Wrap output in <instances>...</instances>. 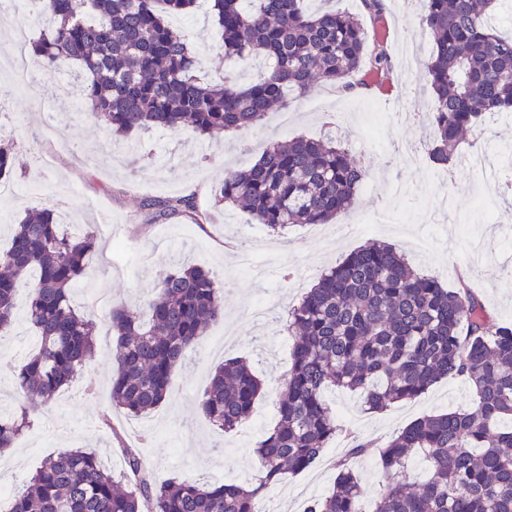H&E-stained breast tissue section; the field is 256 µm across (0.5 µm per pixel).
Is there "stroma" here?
Here are the masks:
<instances>
[{"label": "stroma", "mask_w": 512, "mask_h": 512, "mask_svg": "<svg viewBox=\"0 0 512 512\" xmlns=\"http://www.w3.org/2000/svg\"><path fill=\"white\" fill-rule=\"evenodd\" d=\"M378 15H367L361 0H333L337 10L363 17L371 42L383 47L389 71L366 67L354 78L356 89L344 92L321 86L298 101L273 108L261 123L216 138L189 129H154L125 139H106L85 121L65 75L31 66L28 85L9 103L0 122L14 134L17 184L34 187V195L0 201V247H6L17 220L29 209L53 202L60 224L71 233L108 226L98 235L90 259L91 273L74 290L80 313L105 324L113 307L135 305L148 297L159 277L181 264L207 267L224 283V314L209 328L200 346L189 350L174 374V386L151 413L130 416L111 399L112 339L99 334L84 369L49 404L30 405L31 427L0 454V480L18 489L44 459L75 446L96 450L115 475L126 471L120 441L135 442L155 482L190 478L247 484L258 473L254 445L277 423L274 399L292 361V343L279 322L298 303L324 268L334 265L368 241L395 245L415 268L439 278L444 286L466 282L484 303L494 324L512 323V190L498 179L512 169L501 149L512 146V116L489 118L484 130L467 134L459 153L481 146L496 179L475 180L467 170L432 166L421 159L405 167L389 155L404 144L427 151L432 139L428 114L432 98L426 63L433 40L420 20L418 0H382ZM203 55L199 72L211 83L224 79V50L219 27L206 5L188 15L171 16ZM55 115L66 148L55 149L44 119ZM335 136L348 145L368 176L355 206L335 224L289 227L276 240L260 224L247 223L235 208L212 210L224 173L251 167L267 145L297 136ZM195 195L210 211L204 227L171 219L154 223L143 203ZM338 224L361 225V232L336 237ZM261 306L257 323L244 321ZM17 305L10 331L0 336V411L18 409L13 366L38 343ZM227 357L247 358L264 383L249 420L232 432L214 426L198 400L210 374ZM327 403L351 438L331 442L315 469L287 477L267 492L275 512H302L307 501L332 488L335 462L352 440L366 442L356 471L367 496L379 490V452L391 436L431 412L471 409L474 386L461 378L433 385L410 402L384 410H365L358 393L333 388Z\"/></svg>", "instance_id": "obj_1"}]
</instances>
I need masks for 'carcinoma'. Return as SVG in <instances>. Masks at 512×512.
Segmentation results:
<instances>
[{"label": "carcinoma", "instance_id": "cac0c4a2", "mask_svg": "<svg viewBox=\"0 0 512 512\" xmlns=\"http://www.w3.org/2000/svg\"><path fill=\"white\" fill-rule=\"evenodd\" d=\"M26 22L42 28L32 45L45 71L74 75L84 116L109 136L183 126L212 137L259 123L269 108L322 84L351 90L363 67H388L363 23L336 10L311 11L305 0H206L220 27L229 72L202 81L198 51L167 17L187 15L198 0H29ZM434 36L427 63L433 112L428 160L456 161L463 136L487 116L512 109V35L491 24L495 0H421ZM264 56L255 81L232 69ZM15 176L12 143L0 135V183ZM367 172L331 139L297 137L267 148L245 171L224 175L218 201L248 221L279 232L290 224H326L356 203ZM156 222L200 224L192 197L152 199ZM94 233L71 235L44 206L15 225L0 252V332L14 320L27 289V321L38 349L14 371L27 399L52 402L95 346L96 323L79 313L71 288L88 273ZM224 288L199 265L171 269L136 309L112 310L116 336L112 405L148 414L173 387L185 352L223 315ZM292 363L277 395L278 423L255 445L260 474L246 485L173 478L151 484L137 451L123 448L121 482L97 455L73 448L48 457L10 512H257L255 501L289 475L313 469L341 433L324 400L330 388L359 392L369 410L414 400L438 380L476 386L469 411L428 414L380 450L382 487L374 512H512V325H491L470 288H447L411 267L396 248L371 243L322 271L288 310ZM263 383L244 358L224 360L199 398L203 414L231 431L249 417ZM30 425L26 409L0 413V452ZM352 456L304 512H361L364 489ZM427 464L413 482L408 464Z\"/></svg>", "mask_w": 512, "mask_h": 512}]
</instances>
